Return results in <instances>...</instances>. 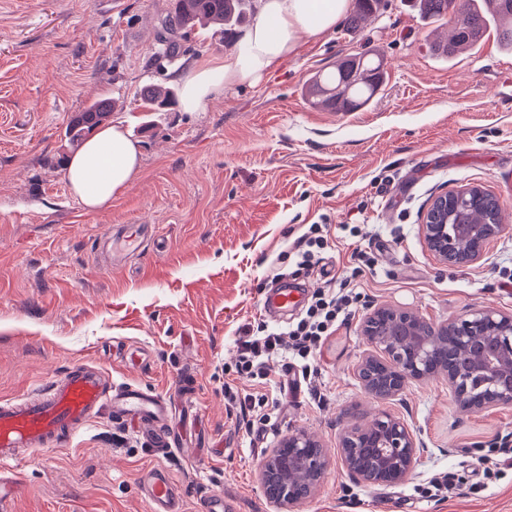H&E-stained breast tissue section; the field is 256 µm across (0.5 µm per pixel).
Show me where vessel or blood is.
<instances>
[{
  "label": "vessel or blood",
  "instance_id": "vessel-or-blood-1",
  "mask_svg": "<svg viewBox=\"0 0 512 512\" xmlns=\"http://www.w3.org/2000/svg\"><path fill=\"white\" fill-rule=\"evenodd\" d=\"M191 396V386L182 380L162 394L128 382L107 383L98 368L75 364L46 389L0 401V506L18 490L9 471L21 452L71 446L102 409L118 414L161 447L180 445L169 421ZM143 488L150 512H185V496L166 471L145 474Z\"/></svg>",
  "mask_w": 512,
  "mask_h": 512
}]
</instances>
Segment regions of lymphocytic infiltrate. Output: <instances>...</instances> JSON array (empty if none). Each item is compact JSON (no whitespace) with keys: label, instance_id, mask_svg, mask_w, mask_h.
<instances>
[{"label":"lymphocytic infiltrate","instance_id":"obj_1","mask_svg":"<svg viewBox=\"0 0 512 512\" xmlns=\"http://www.w3.org/2000/svg\"><path fill=\"white\" fill-rule=\"evenodd\" d=\"M354 311L353 292L346 287L315 291L303 317L279 327L259 322L255 333L236 341L233 382L225 383L224 397L239 413L246 431L262 430L280 411L279 398L256 388L255 380L269 377V363L291 362L299 379L311 375V361L321 343L346 323Z\"/></svg>","mask_w":512,"mask_h":512}]
</instances>
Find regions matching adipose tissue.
I'll return each instance as SVG.
<instances>
[{
	"label": "adipose tissue",
	"mask_w": 512,
	"mask_h": 512,
	"mask_svg": "<svg viewBox=\"0 0 512 512\" xmlns=\"http://www.w3.org/2000/svg\"><path fill=\"white\" fill-rule=\"evenodd\" d=\"M350 6V0H260L259 17L243 36V51L197 61L180 74L183 110L202 111L223 96L225 87L255 84L296 55L301 36L329 33ZM139 160L137 145L120 127L102 128L70 161V188L88 211H97L123 191Z\"/></svg>",
	"instance_id": "obj_1"
}]
</instances>
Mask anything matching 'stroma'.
<instances>
[{
  "instance_id": "35a3bbf8",
  "label": "stroma",
  "mask_w": 512,
  "mask_h": 512,
  "mask_svg": "<svg viewBox=\"0 0 512 512\" xmlns=\"http://www.w3.org/2000/svg\"><path fill=\"white\" fill-rule=\"evenodd\" d=\"M170 0H0V400L92 363L115 381L168 392L193 385L198 412L173 419L184 449L158 447L102 410L71 447L30 452L13 471L21 489L0 512H148L139 481L164 468L187 512L224 491L230 512H512V404L472 412L434 378L399 396H368L357 364L362 325L382 304L429 322L469 309L512 312V53L494 36L442 64L429 50L444 23H425L409 0H387L359 29L338 23L302 40L298 54L252 86H235L201 112L179 104L146 112L149 83L178 89L203 56L236 50L228 34H189L182 55L151 59ZM377 53L385 82L354 112L311 108L306 80L341 58ZM114 103L111 124L140 147V169L111 205L87 212L65 158L75 113ZM469 186L494 195L503 231L483 261L437 262L420 230L439 194ZM152 224L154 239L118 266L97 247L109 227ZM332 238L321 263L297 270L293 251L310 225ZM357 233H350V226ZM372 254L354 275L353 251ZM309 290L349 280L359 299L315 356L319 396L288 390L274 425L249 436L225 407L234 343L262 319L277 274ZM133 342L149 363L125 364ZM388 412L424 449L398 484L350 478L341 433ZM303 430L325 448L315 492L288 507L270 501L260 465ZM447 478L438 491L433 482Z\"/></svg>"
}]
</instances>
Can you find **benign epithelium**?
Instances as JSON below:
<instances>
[{"mask_svg":"<svg viewBox=\"0 0 512 512\" xmlns=\"http://www.w3.org/2000/svg\"><path fill=\"white\" fill-rule=\"evenodd\" d=\"M471 187L446 191L434 199L436 208L458 212L471 194ZM503 224L420 225L424 241L441 264L478 263L485 257L486 242L497 236ZM370 350L357 367L365 392L378 399L400 395L412 383L437 376L448 381V393L460 406L474 412L512 404V314L494 308L471 309L433 325L400 306L381 305L362 327ZM459 353L482 348L480 355L464 366L441 362L439 343ZM370 448L371 456L361 462L351 449ZM422 447L401 418L383 412L367 424L366 432L347 431L340 438L344 466L352 478L369 484H394L414 469ZM278 464L282 483L288 471L299 468L311 476L308 493L323 477L327 458L317 440L304 431L288 435L261 464V471Z\"/></svg>","mask_w":512,"mask_h":512,"instance_id":"obj_1","label":"benign epithelium"}]
</instances>
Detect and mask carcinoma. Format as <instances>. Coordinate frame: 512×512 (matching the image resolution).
Listing matches in <instances>:
<instances>
[{"mask_svg":"<svg viewBox=\"0 0 512 512\" xmlns=\"http://www.w3.org/2000/svg\"><path fill=\"white\" fill-rule=\"evenodd\" d=\"M419 14L432 21L453 17L450 37L432 43L434 55L451 59L476 47L489 29H494L500 46L512 50V0H409ZM250 0H172L162 21L168 36L159 40L154 63L172 59L183 52L182 41L196 25L232 26L245 17ZM385 0H356L347 22L357 27L376 14ZM384 61L380 56L356 55L336 64L328 72L312 76L306 86L311 105L332 112H351L369 106L384 83ZM141 98L153 110L161 111L174 99V91L152 84L141 91ZM112 103L106 98L93 102L71 120L68 134L80 145L86 134L107 122ZM500 214L497 199L487 193L472 201L461 215L463 224H495Z\"/></svg>","mask_w":512,"mask_h":512,"instance_id":"carcinoma-1","label":"carcinoma"}]
</instances>
